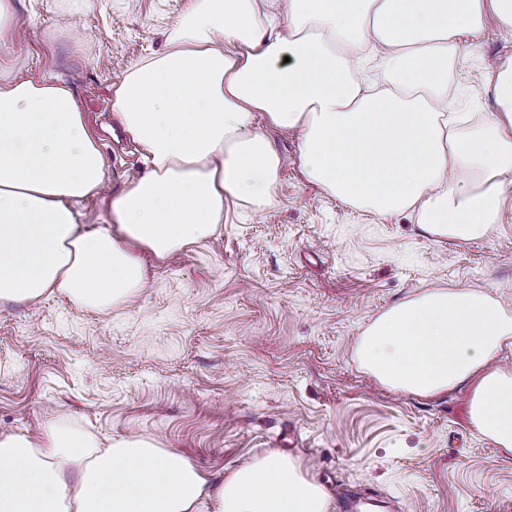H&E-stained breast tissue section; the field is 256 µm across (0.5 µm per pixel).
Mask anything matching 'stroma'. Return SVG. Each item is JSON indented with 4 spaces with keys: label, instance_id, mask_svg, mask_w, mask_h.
Instances as JSON below:
<instances>
[{
    "label": "stroma",
    "instance_id": "1",
    "mask_svg": "<svg viewBox=\"0 0 512 512\" xmlns=\"http://www.w3.org/2000/svg\"><path fill=\"white\" fill-rule=\"evenodd\" d=\"M182 0H17L25 34L0 47V84L69 85L100 140L104 194L146 171L112 116V85L164 50ZM448 109L494 111L487 71L512 59L495 22L466 35ZM254 126L287 156L274 201L230 207L211 239L167 259L129 306L88 310L62 292L0 312V433L38 435L64 419L101 440L137 433L212 477L270 451L299 460L343 512L345 495L387 496L394 512H512V452L470 419L471 387L394 391L355 357L362 330L429 288H474L512 313V222L437 240L413 212L383 222L310 183L298 140Z\"/></svg>",
    "mask_w": 512,
    "mask_h": 512
}]
</instances>
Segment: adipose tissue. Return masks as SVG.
<instances>
[{"instance_id": "ef3b65f1", "label": "adipose tissue", "mask_w": 512, "mask_h": 512, "mask_svg": "<svg viewBox=\"0 0 512 512\" xmlns=\"http://www.w3.org/2000/svg\"><path fill=\"white\" fill-rule=\"evenodd\" d=\"M512 32V0H185L166 49L112 87V110L149 170L107 199L88 230L79 203L103 182L98 138L69 87H0V307L64 292L105 311L146 285L139 260L214 237L229 199L273 200L283 159L254 128L297 134L311 182L425 232L470 240L512 207V60L489 71L497 110L448 113L464 35ZM377 56L385 86L363 76ZM512 315L485 292L432 288L362 331L357 356L384 386L430 396L473 384L477 431L512 452ZM0 512H330L302 465L272 452L214 480L136 434L102 444L62 421L0 434Z\"/></svg>"}]
</instances>
